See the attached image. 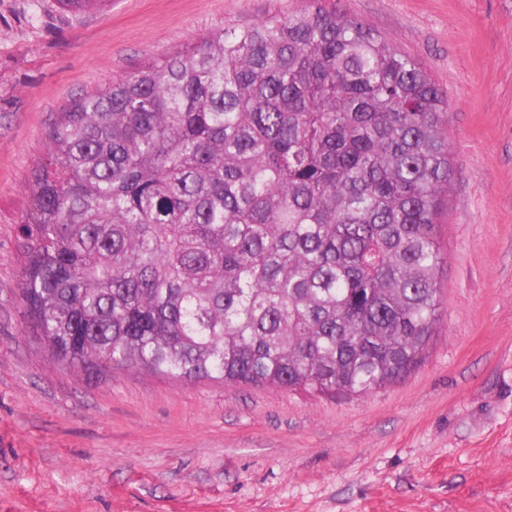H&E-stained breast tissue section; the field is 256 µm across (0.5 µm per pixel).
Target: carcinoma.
Wrapping results in <instances>:
<instances>
[{
  "instance_id": "carcinoma-1",
  "label": "carcinoma",
  "mask_w": 512,
  "mask_h": 512,
  "mask_svg": "<svg viewBox=\"0 0 512 512\" xmlns=\"http://www.w3.org/2000/svg\"><path fill=\"white\" fill-rule=\"evenodd\" d=\"M447 117L419 63L338 0L72 100L21 226L33 327L87 376L397 382L439 320Z\"/></svg>"
}]
</instances>
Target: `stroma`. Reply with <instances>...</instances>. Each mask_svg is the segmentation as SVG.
<instances>
[{
  "instance_id": "stroma-1",
  "label": "stroma",
  "mask_w": 512,
  "mask_h": 512,
  "mask_svg": "<svg viewBox=\"0 0 512 512\" xmlns=\"http://www.w3.org/2000/svg\"><path fill=\"white\" fill-rule=\"evenodd\" d=\"M308 0H0V512H512V0H342L447 94L441 319L365 396L86 379L20 298L31 172L75 97Z\"/></svg>"
}]
</instances>
